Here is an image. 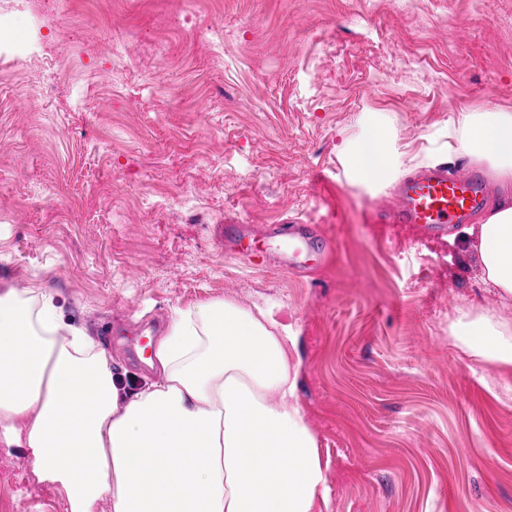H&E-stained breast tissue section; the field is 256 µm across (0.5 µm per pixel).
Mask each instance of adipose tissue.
I'll return each mask as SVG.
<instances>
[{
    "mask_svg": "<svg viewBox=\"0 0 512 512\" xmlns=\"http://www.w3.org/2000/svg\"><path fill=\"white\" fill-rule=\"evenodd\" d=\"M448 151L512 185V113L470 112ZM353 185L370 191L401 165L366 117L343 147ZM492 311L458 308L452 335L478 361L512 369V200L479 226ZM291 329L231 301L177 311L155 351L157 377L122 392L111 357L63 324L33 279L0 281V438L24 449L65 512H312L326 483L317 438L297 402Z\"/></svg>",
    "mask_w": 512,
    "mask_h": 512,
    "instance_id": "1",
    "label": "adipose tissue"
}]
</instances>
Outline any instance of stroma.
<instances>
[{"mask_svg":"<svg viewBox=\"0 0 512 512\" xmlns=\"http://www.w3.org/2000/svg\"><path fill=\"white\" fill-rule=\"evenodd\" d=\"M51 6L69 62L0 57V279L41 278L99 344L224 299L295 330L314 512H512V400L448 332L496 305L463 227L451 245L383 223L390 188L351 185L341 151L373 112L420 167L464 114L512 112V0ZM220 224L317 235L287 271L225 252ZM105 346L115 374L154 379ZM0 512H64L23 449L0 447Z\"/></svg>","mask_w":512,"mask_h":512,"instance_id":"35a3bbf8","label":"stroma"}]
</instances>
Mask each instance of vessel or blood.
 Wrapping results in <instances>:
<instances>
[{
  "label": "vessel or blood",
  "instance_id": "vessel-or-blood-1",
  "mask_svg": "<svg viewBox=\"0 0 512 512\" xmlns=\"http://www.w3.org/2000/svg\"><path fill=\"white\" fill-rule=\"evenodd\" d=\"M397 203L385 216L391 224H413L433 236H443L449 225L466 222L482 211L488 200L486 181L478 172L451 174L446 169L423 167L408 173L395 187ZM265 239L278 243L279 251L266 254V262L281 268L299 266L303 248L313 230L308 224H272Z\"/></svg>",
  "mask_w": 512,
  "mask_h": 512
}]
</instances>
